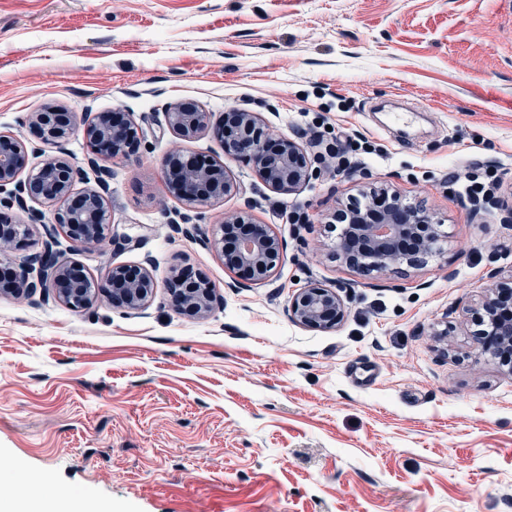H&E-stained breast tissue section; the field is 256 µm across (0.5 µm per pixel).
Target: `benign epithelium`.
<instances>
[{"label": "benign epithelium", "mask_w": 512, "mask_h": 512, "mask_svg": "<svg viewBox=\"0 0 512 512\" xmlns=\"http://www.w3.org/2000/svg\"><path fill=\"white\" fill-rule=\"evenodd\" d=\"M164 119L170 130L185 138L208 126V113L198 108L171 106ZM30 123L44 143L56 146L58 155L29 169L21 180L28 148L18 139L0 135V209L21 205L26 198L58 202L53 226L60 227L75 246L112 244L105 194L92 188L74 192L83 171L66 158L64 143L81 131L105 158L127 157L140 147L139 128L120 112H100L88 124L78 122L73 112H34ZM222 138L224 154L251 162L272 189L292 194L316 176L298 141L281 138L275 150H268V133L255 112L239 108L225 112ZM168 176L181 200L202 208L239 190L223 166L199 157L170 161ZM361 195L332 215V223L342 224L337 255L347 266L361 272L402 264L416 267L437 252L439 225L422 209L387 187H371ZM41 223L42 214L35 210L28 225L0 222V240L12 242L26 235L29 225ZM218 226L221 237L211 245L224 256V264L255 283L266 282L283 256L282 243L271 227L254 223L246 212L224 217ZM38 288L55 289L58 298L77 311L91 308L100 296L114 307L138 311L150 303L155 283L146 267L126 265H114L103 278L94 280L81 266L60 260L50 240L43 251L29 258L12 284L13 291L28 295ZM169 292L175 306L197 317L209 315L216 300L215 288L200 275L175 277ZM289 312L299 325L328 330L343 319L345 304L338 289L314 283L294 294ZM471 323L478 326L473 335L486 337L477 341L478 353L492 347L512 356V275L488 289L472 310Z\"/></svg>", "instance_id": "1"}]
</instances>
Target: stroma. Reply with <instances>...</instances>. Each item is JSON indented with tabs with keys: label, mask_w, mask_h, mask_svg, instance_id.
Segmentation results:
<instances>
[{
	"label": "stroma",
	"mask_w": 512,
	"mask_h": 512,
	"mask_svg": "<svg viewBox=\"0 0 512 512\" xmlns=\"http://www.w3.org/2000/svg\"><path fill=\"white\" fill-rule=\"evenodd\" d=\"M172 104L255 112L277 138L356 130L376 152L336 174L308 147L317 177L288 195L212 132L168 131ZM50 108L138 124L139 150L106 164L112 244L56 250L96 279L148 265L155 290L139 312L0 293V480L49 474L38 499L95 512H512V375L466 315L512 273V0H0V134L29 166L56 153L28 120ZM175 154L237 182L211 214L271 226L269 281L232 287L217 226H172ZM471 154L500 180L479 210L448 187ZM375 182L440 220L441 253L369 275L336 258L332 214ZM46 241L37 225L0 246V272ZM181 272L215 288L206 318L172 306ZM311 282L341 289L333 329L289 316Z\"/></svg>",
	"instance_id": "35a3bbf8"
}]
</instances>
